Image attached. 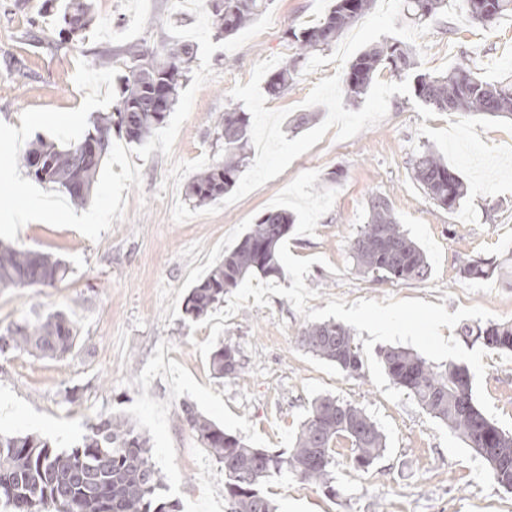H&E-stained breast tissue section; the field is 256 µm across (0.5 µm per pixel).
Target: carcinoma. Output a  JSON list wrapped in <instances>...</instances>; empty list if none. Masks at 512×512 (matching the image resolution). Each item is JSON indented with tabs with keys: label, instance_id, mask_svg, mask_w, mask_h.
Instances as JSON below:
<instances>
[{
	"label": "carcinoma",
	"instance_id": "1",
	"mask_svg": "<svg viewBox=\"0 0 512 512\" xmlns=\"http://www.w3.org/2000/svg\"><path fill=\"white\" fill-rule=\"evenodd\" d=\"M373 0H334L332 9L319 22L300 30L291 28L286 37L295 54L266 80V91L278 95L292 85L298 68L315 51L330 46L362 19ZM407 9L423 21L434 16L444 0H406ZM472 20L490 27L507 12L512 0H460ZM267 0H205L204 8L218 32L230 36L251 23L266 8ZM92 21L91 4L68 0L60 16V33L74 38ZM197 56L194 42L165 45L156 52L144 45L126 49V74L109 115L94 132L66 149L38 142L20 157L37 181L51 185L76 204H84L111 143L112 132L138 144L148 141L178 102L179 89L188 80ZM386 66L399 76L414 75V95L439 112H464L512 117V84L482 80L463 59L448 73L432 76L413 73L415 51L400 42L373 46L349 65L345 82L348 99L366 95L375 73ZM224 137V159L208 166L189 184V197L203 204L224 197L236 186L246 168L250 140V114L231 109L217 123ZM95 143L94 162L75 164L68 155ZM417 182L441 207L460 206L467 193L461 177L442 157L430 150L414 163ZM78 184L81 189L74 190ZM295 224L286 210L263 214L250 225L237 245L208 276L190 288L184 314L199 319L237 288L248 276L280 277L278 249ZM351 257L359 271L380 279L422 280L430 271L420 247L397 221L388 202L371 199L367 224L350 244ZM496 270L483 261L466 264V279H481ZM68 267L50 254L0 245V288L50 287L65 280ZM463 337L489 349L512 351V323H489L462 327ZM77 339L75 323L64 312L37 316L0 333V353L13 350L43 357H60L71 351ZM297 342L313 355L334 364L342 373L361 375L364 361L352 331L335 321L305 323ZM377 357L391 383L411 396L431 417L453 431L485 464L501 488L512 486V431L489 419L473 398L469 368L450 363L431 364L420 354L401 346H385ZM218 377L235 376L243 369L240 351L232 338L224 339L211 353ZM184 420L202 447L224 467V501L228 512H276L261 492V485L274 475H291L302 483L336 494L332 466L334 447L342 438L351 443V462L361 468L380 458L386 438L378 425L359 406L332 395L312 400L292 448L285 452L254 448L240 437L195 410L182 405ZM507 468H495L496 460ZM161 470L152 460L148 440L127 419L108 416L87 426L76 445L57 450L33 435H0V505L8 512H41L53 507L61 512H180L179 503L161 495Z\"/></svg>",
	"mask_w": 512,
	"mask_h": 512
}]
</instances>
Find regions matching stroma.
Instances as JSON below:
<instances>
[{
    "label": "stroma",
    "mask_w": 512,
    "mask_h": 512,
    "mask_svg": "<svg viewBox=\"0 0 512 512\" xmlns=\"http://www.w3.org/2000/svg\"><path fill=\"white\" fill-rule=\"evenodd\" d=\"M63 0H0V122L20 126L24 110H70L85 96L74 83L77 60L120 57L131 44L158 48L173 42L169 25H193L188 9L171 0H93V19L79 40L56 33ZM332 0H270L271 27L233 52L211 57L213 76L197 92L171 156H131L140 187L123 191L125 210L93 241L71 228L31 222L17 233L19 246L61 258L69 268L54 287L0 289V332L36 315L66 313L78 329L61 358L23 352L0 354V401L21 410L0 417V433L32 434L59 449L76 444L89 423L117 415L145 434L164 475L168 499L181 512H226L224 470L182 420L194 407L256 448H291L310 402L321 395L349 400L378 424L383 456L367 469L349 464L351 445L339 440L333 477L336 497L290 477L274 476L261 490L279 512H512V492L488 476L461 439L410 396L384 398L370 372L348 376L297 342L305 322L284 297L267 307L247 304L226 320L194 328L184 300L219 264L250 224L285 209L296 222L287 237L293 256L312 258L304 280L318 293L311 309L330 299L416 298L445 305L481 306L497 322L512 321V274L471 281L461 270L474 260L512 258V119L436 112L413 95L393 94L385 118L348 140L334 132L297 157L278 177L212 215L177 223L175 201L209 165L224 157L215 122L238 105L230 91L248 82L254 65L272 56L289 59V26L319 20ZM42 32L24 36L30 20ZM429 34L415 43L420 73L439 75L469 49L484 80L512 82V14L483 29L445 0ZM336 64L298 74L292 86L267 98L266 108L292 110L281 125L298 137L293 118L320 79ZM433 150L463 179L467 195L455 211L437 206L414 180L412 163ZM337 173L327 182L328 173ZM388 199L400 224L425 251L430 274L393 282L360 273L350 244L366 224L372 197ZM241 352L243 371L215 377L210 354L224 338ZM484 386L495 408L512 418V351L487 350Z\"/></svg>",
    "instance_id": "1"
}]
</instances>
